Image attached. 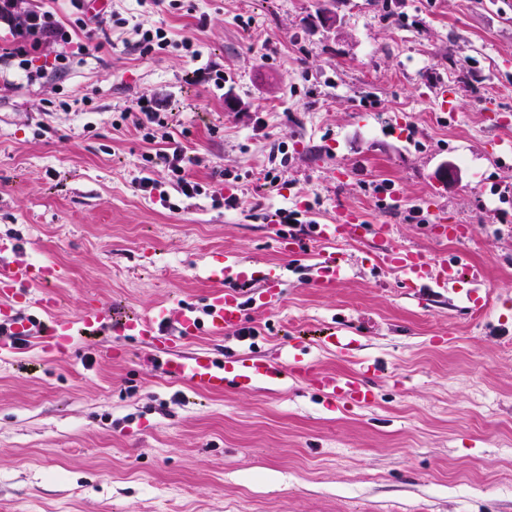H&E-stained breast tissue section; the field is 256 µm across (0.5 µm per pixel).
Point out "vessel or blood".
<instances>
[{
  "label": "vessel or blood",
  "mask_w": 512,
  "mask_h": 512,
  "mask_svg": "<svg viewBox=\"0 0 512 512\" xmlns=\"http://www.w3.org/2000/svg\"><path fill=\"white\" fill-rule=\"evenodd\" d=\"M373 234L372 252L382 264L398 272L406 284L429 281L432 287L448 289L457 283L462 267L460 260L429 259L421 252L398 245L384 227L367 228L361 215L354 210H340L335 221L315 227L317 240L325 245L358 239L360 232ZM62 272L56 266L45 265L34 269L27 264L0 265V357H12L20 340L36 337L41 349L47 350L58 343H73V325L65 319L53 318L55 298L49 293L50 284L57 282ZM211 279L216 289L208 295L204 315L195 309L176 307L167 303L155 305L148 313L125 323L124 332L137 336L149 351L160 358L164 376L181 383L190 384L200 391L220 393L228 387H244L261 380L276 385L294 377L307 382L319 394L334 403L348 407L367 406L375 401L374 392L368 387L366 378L372 364L360 363L358 369L341 376L318 370L306 353L291 352L288 361L276 358L258 359L249 354H238L216 363L208 354H180L173 347L175 337L169 336L170 324H178L180 335L189 338L199 333L221 336L242 328L245 323L246 306L269 305L272 299L287 284L284 267L271 268L267 274L265 291L244 300L238 286L247 280L248 274L236 258H225L222 267L211 269ZM38 286L36 306L50 314V324L43 325L33 319H20L12 314V302L31 297L30 286ZM82 322L97 330H112V319L94 301H87L81 313Z\"/></svg>",
  "instance_id": "b4317fda"
}]
</instances>
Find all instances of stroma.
<instances>
[{
  "instance_id": "35a3bbf8",
  "label": "stroma",
  "mask_w": 512,
  "mask_h": 512,
  "mask_svg": "<svg viewBox=\"0 0 512 512\" xmlns=\"http://www.w3.org/2000/svg\"><path fill=\"white\" fill-rule=\"evenodd\" d=\"M30 3L72 41L32 53L35 82L0 60V238L18 242L0 265L62 267L54 314L75 320L89 299L202 308L228 255L248 297L287 264L273 305L248 308L251 335L180 351L284 361L296 346L335 375L366 360L376 400L338 407L292 378L205 393L130 336L28 345L0 359V512H512V153L496 152L512 142V0H107L84 30L71 0ZM146 20L174 46L143 55ZM141 97L182 144L181 173L144 164L166 144L135 129ZM343 208L428 258L463 255L481 282L405 286L366 237L320 285L312 227ZM440 216L466 239L436 235ZM288 231L305 254L279 252ZM331 328L350 353L319 344Z\"/></svg>"
}]
</instances>
